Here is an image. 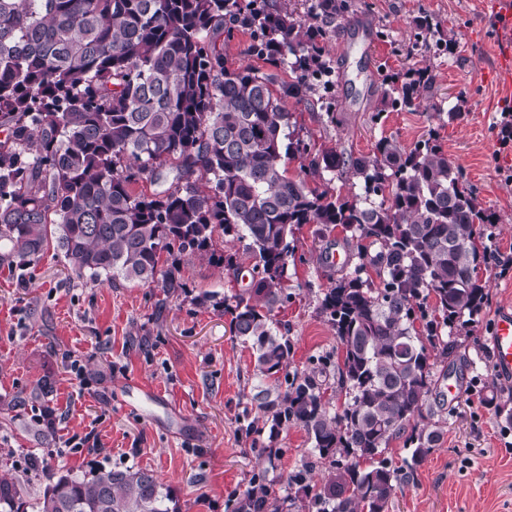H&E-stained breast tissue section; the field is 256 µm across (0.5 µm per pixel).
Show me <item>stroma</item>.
I'll use <instances>...</instances> for the list:
<instances>
[{
  "label": "stroma",
  "instance_id": "1",
  "mask_svg": "<svg viewBox=\"0 0 512 512\" xmlns=\"http://www.w3.org/2000/svg\"><path fill=\"white\" fill-rule=\"evenodd\" d=\"M364 2L373 36L327 47L339 125L293 103L297 133L311 150L333 147L354 156L372 153L384 137L410 148L435 134L463 182L496 217L490 230L500 258L478 271L490 285V303L475 322L476 344L467 347L466 360L456 361L455 374L437 384L444 396L443 440L400 484L389 512H512V451L496 410L500 402L512 406V379L497 378L489 340L495 315L512 306V271L500 268L512 259V144H499L506 106L491 75L500 49L497 18L491 0ZM424 15L436 23L435 38L453 37L452 52L411 55L416 21ZM414 61L433 77L426 109H382V78ZM345 237L340 228L318 237L311 224L295 233L291 298L275 312L293 345L289 370H318L321 358L339 349L321 301L340 269L326 266L322 255ZM237 263L228 270L185 258L188 289L172 294L122 280L87 283L52 246L25 270L0 269V475L24 481L33 501L64 472L146 468L178 512H227L230 496L263 468L283 484L311 443L296 427L274 439L246 433V424L259 417L253 351L231 336L222 308L199 300L247 288L253 260L241 249ZM45 382L51 386L46 401L35 400ZM132 383L157 390L174 415L153 421L124 406ZM452 384L458 395H449ZM47 406L56 419L50 431L43 422ZM269 444L281 450L272 463L257 454Z\"/></svg>",
  "mask_w": 512,
  "mask_h": 512
}]
</instances>
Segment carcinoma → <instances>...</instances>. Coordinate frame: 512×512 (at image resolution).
I'll list each match as a JSON object with an SVG mask.
<instances>
[{"mask_svg": "<svg viewBox=\"0 0 512 512\" xmlns=\"http://www.w3.org/2000/svg\"><path fill=\"white\" fill-rule=\"evenodd\" d=\"M292 2L0 0V267H27L53 238L80 278L170 294L187 287L183 258L233 269L215 237L245 243L250 285L217 305L254 352L253 400L269 438L299 427L312 448L288 475L294 494L259 470L227 512H389L398 486L383 458L391 441L404 437L413 465L442 441L428 397L438 365L459 347L454 330L489 304L477 271L493 258L481 225L494 215L432 134L409 150L385 137L359 157L313 154L292 139L286 102L309 104L333 84L326 43L349 35L362 12L355 0H303V20ZM417 27L416 46L439 52L430 19ZM239 31L268 70L228 67L224 42ZM429 84L412 68L382 99L418 110ZM284 149L300 155L304 174L349 172L364 194L288 176ZM305 224L322 237L342 227L356 250L321 301L344 350L336 364L321 359L348 395L334 412L315 374L279 376L292 343L274 312L290 297L292 238ZM321 461L332 473L315 482ZM169 502L142 468L63 474L33 506L18 480L0 475V512H175Z\"/></svg>", "mask_w": 512, "mask_h": 512, "instance_id": "1", "label": "carcinoma"}]
</instances>
